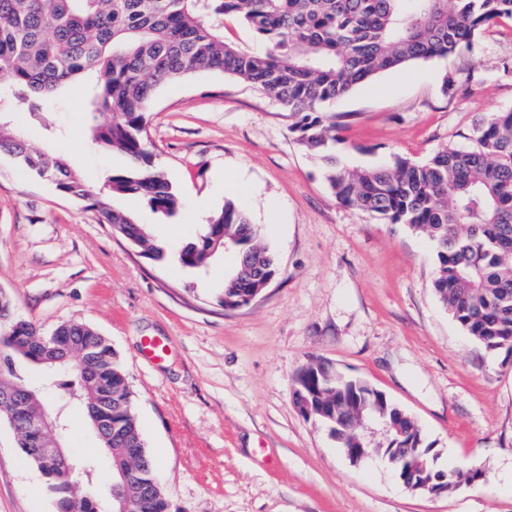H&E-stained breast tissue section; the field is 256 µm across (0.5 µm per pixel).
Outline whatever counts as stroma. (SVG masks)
<instances>
[{"label": "stroma", "instance_id": "obj_1", "mask_svg": "<svg viewBox=\"0 0 512 512\" xmlns=\"http://www.w3.org/2000/svg\"><path fill=\"white\" fill-rule=\"evenodd\" d=\"M506 62L512 19L503 18L452 59L378 75L337 100V151L366 167L473 145L481 118L512 108ZM448 74L461 86L452 98L441 90ZM48 118V131L16 121L32 147L66 158L102 200L149 225L169 256L146 258L86 202L1 154L0 293L43 334L80 322L111 343L170 512H512V362L444 309L424 236L336 200L274 99L219 71L155 88L147 145L181 200L168 219L139 196L110 197L107 177L125 161L91 144L87 89L59 96ZM227 176L240 182L234 198L279 264L260 296L232 312L217 303L230 260L196 272L175 257L204 233L193 214L222 209ZM149 337L167 344L162 359L144 356ZM315 359L408 411L441 466L479 459L484 480L429 497L409 491L382 457L351 462L294 404L295 376ZM66 419L64 444L95 460V499L112 512V462L86 416ZM0 512H57L1 419Z\"/></svg>", "mask_w": 512, "mask_h": 512}]
</instances>
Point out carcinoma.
<instances>
[{
  "label": "carcinoma",
  "mask_w": 512,
  "mask_h": 512,
  "mask_svg": "<svg viewBox=\"0 0 512 512\" xmlns=\"http://www.w3.org/2000/svg\"><path fill=\"white\" fill-rule=\"evenodd\" d=\"M243 21L268 48L255 52L224 40V19ZM512 19V0H0V152L57 189L89 202L113 229L153 260L167 256L148 229L98 199L61 159L32 148L11 115L27 112L46 124V103L70 83L90 79L93 111L111 119L93 142L127 159L108 177L114 196L138 193L156 213L180 206L166 174L155 168L144 140L154 88L188 73L219 70L259 86L297 117L289 131L321 161L326 182L344 205L390 223L407 224L433 247V288L454 322L486 348L512 352V108L490 115L474 133V147H446L423 162L396 156L382 167L353 168L336 153V100L379 73L430 58H450L485 24ZM224 232L235 256L224 281L223 305L249 293L278 271L259 227L232 200L215 214L210 231L176 254L198 270L223 249L209 251L212 228ZM74 345H92L91 375L57 370L58 385L77 388L105 408L112 440H101L112 459V487L120 472L138 468L127 512H168L163 489H153L155 467L146 453L131 392L112 346L95 342L79 323L57 328ZM36 327L0 300V392L28 385L21 363L42 366ZM295 404L309 408L341 447L372 448L360 431L379 424L390 448L398 432L417 425L381 393L335 369L305 365L295 379ZM40 408L37 390L12 411L18 426ZM26 458L42 473L58 512H97L93 460L80 461L75 484L55 464Z\"/></svg>",
  "instance_id": "obj_1"
}]
</instances>
